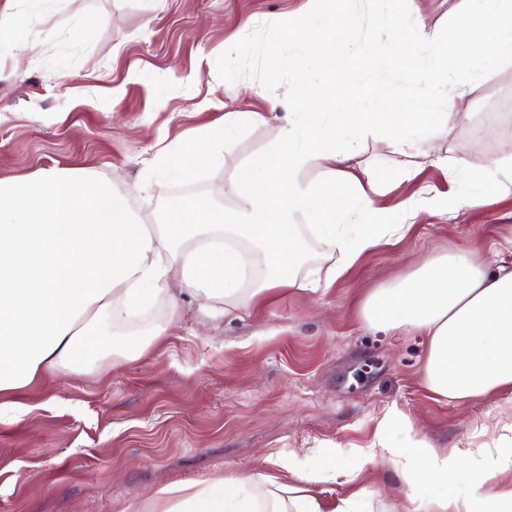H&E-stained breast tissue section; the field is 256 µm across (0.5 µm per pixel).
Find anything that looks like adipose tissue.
<instances>
[{
	"label": "adipose tissue",
	"mask_w": 512,
	"mask_h": 512,
	"mask_svg": "<svg viewBox=\"0 0 512 512\" xmlns=\"http://www.w3.org/2000/svg\"><path fill=\"white\" fill-rule=\"evenodd\" d=\"M26 23L0 12V63L18 61L37 24L59 0H24ZM309 0L303 21H289L293 43L272 60L290 77V112L275 146L235 172L232 208L183 200L175 217L152 228L114 195L111 184L88 172L41 167L0 180V419L30 412L20 397L58 375H78L98 339L97 323H125L168 293L172 280L186 292L224 304L225 314L269 302L282 289L313 293L331 287L368 251L406 236L419 208L448 214L475 204L488 190L512 195V140L497 158L475 164L442 157L464 196L435 194L405 199L394 209L378 205L388 188L371 169L353 166L364 144L379 154L404 156L395 183L413 180L423 146L438 130L458 125L487 80L512 64V0H459L447 29H428L412 0H374L372 23L388 44L359 35L358 0ZM353 68L350 94H320L336 85V68L323 50L337 34ZM404 66L407 93H389L392 62ZM256 112H228L196 137L162 147L152 177L193 181L200 168L224 161V149ZM322 178L303 180L306 169ZM337 251L333 263L311 277L297 275L303 256L301 228ZM260 255L265 271L247 282L245 252ZM361 314L388 330L425 336L424 387L446 400L465 402L512 390V271L469 252L436 254L409 274L374 289ZM400 437L390 440V427ZM501 423L483 426L496 437L478 448L432 447L412 420L385 415L371 445L338 465L342 449L316 455L265 457L259 468L211 481L159 490L144 512H369L363 492L328 505L318 484L344 471L389 466L407 491L394 512H512V437Z\"/></svg>",
	"instance_id": "ef3b65f1"
}]
</instances>
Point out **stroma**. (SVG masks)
<instances>
[{"label": "stroma", "mask_w": 512, "mask_h": 512, "mask_svg": "<svg viewBox=\"0 0 512 512\" xmlns=\"http://www.w3.org/2000/svg\"><path fill=\"white\" fill-rule=\"evenodd\" d=\"M306 4L62 0L49 19L56 40L41 41L31 28L20 66L0 65V179L40 166L89 171L148 224L186 193L234 206L232 174L266 152L284 123L288 76L269 67ZM90 17L99 24L85 38L74 25ZM509 106L512 66L487 81L469 125L439 138L442 151L495 158L512 135ZM227 112L266 120L245 128L223 163L204 167L190 186H143L159 148ZM461 190L446 166L425 158L379 203ZM491 250L512 268V196L491 193L448 215L419 212L407 236L367 252L332 287L280 291L240 319L209 316L187 294L173 318L159 298L139 320L107 328L126 336L135 360L116 367L111 348L100 349L83 375L24 394L37 411L0 421V512H130L166 485L248 472L266 455L367 446L392 409L434 447L471 439L512 406V395L435 400L420 382L424 337L367 324L360 305L427 255ZM163 324L166 336L151 341ZM353 487L367 490L376 512H391L404 493L400 476L379 465L354 483L325 485L322 497Z\"/></svg>", "instance_id": "1"}]
</instances>
